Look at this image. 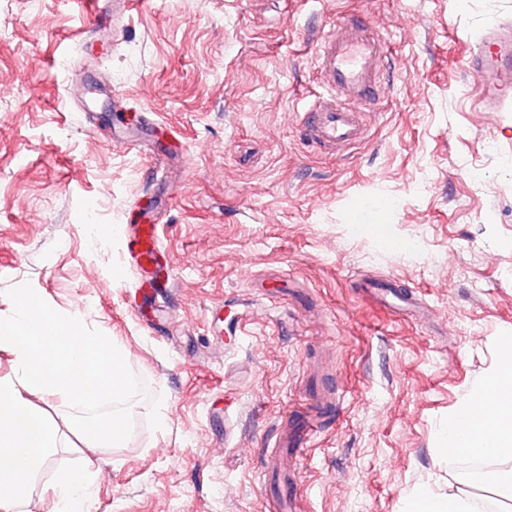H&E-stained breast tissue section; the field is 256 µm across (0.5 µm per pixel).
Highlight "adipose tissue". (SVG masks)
I'll use <instances>...</instances> for the list:
<instances>
[{
	"label": "adipose tissue",
	"mask_w": 512,
	"mask_h": 512,
	"mask_svg": "<svg viewBox=\"0 0 512 512\" xmlns=\"http://www.w3.org/2000/svg\"><path fill=\"white\" fill-rule=\"evenodd\" d=\"M448 442L474 458L503 462L498 486L512 489V342H507L491 377L448 421ZM96 475L87 470L59 474L55 512H90Z\"/></svg>",
	"instance_id": "1"
}]
</instances>
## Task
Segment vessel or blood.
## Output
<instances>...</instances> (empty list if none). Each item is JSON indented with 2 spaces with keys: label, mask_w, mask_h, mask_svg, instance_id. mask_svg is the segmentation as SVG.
Returning a JSON list of instances; mask_svg holds the SVG:
<instances>
[{
  "label": "vessel or blood",
  "mask_w": 512,
  "mask_h": 512,
  "mask_svg": "<svg viewBox=\"0 0 512 512\" xmlns=\"http://www.w3.org/2000/svg\"><path fill=\"white\" fill-rule=\"evenodd\" d=\"M386 60L385 44L362 12L340 16L323 35L317 64L324 93L297 116L301 133L313 147L330 153L364 140L362 114L382 94L380 75ZM464 69L476 84L480 111L511 107L512 22L489 28L465 59ZM126 242L130 266H154L141 301L155 303L172 278L157 225H134Z\"/></svg>",
  "instance_id": "vessel-or-blood-1"
}]
</instances>
